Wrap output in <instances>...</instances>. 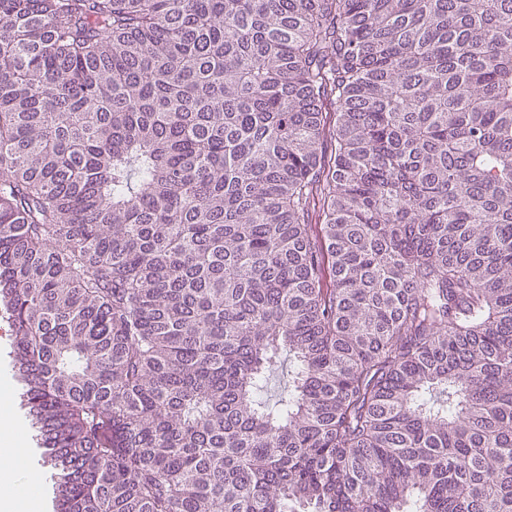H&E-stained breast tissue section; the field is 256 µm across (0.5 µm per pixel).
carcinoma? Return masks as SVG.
<instances>
[{
  "mask_svg": "<svg viewBox=\"0 0 512 512\" xmlns=\"http://www.w3.org/2000/svg\"><path fill=\"white\" fill-rule=\"evenodd\" d=\"M0 321L56 512H512V0H0Z\"/></svg>",
  "mask_w": 512,
  "mask_h": 512,
  "instance_id": "obj_1",
  "label": "carcinoma"
}]
</instances>
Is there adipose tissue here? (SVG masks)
I'll return each instance as SVG.
<instances>
[{
  "mask_svg": "<svg viewBox=\"0 0 512 512\" xmlns=\"http://www.w3.org/2000/svg\"><path fill=\"white\" fill-rule=\"evenodd\" d=\"M44 477L27 448L8 382L0 383V512H40Z\"/></svg>",
  "mask_w": 512,
  "mask_h": 512,
  "instance_id": "1",
  "label": "adipose tissue"
}]
</instances>
